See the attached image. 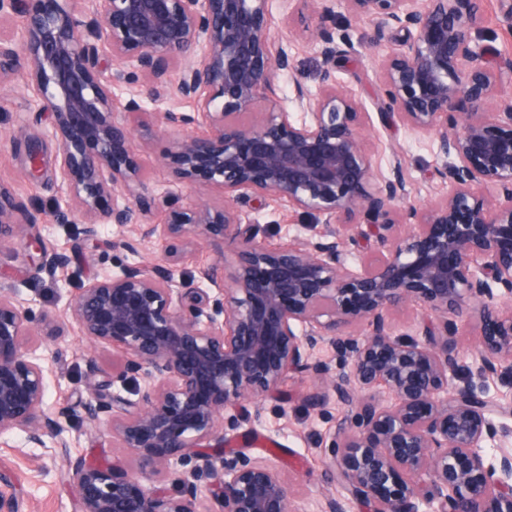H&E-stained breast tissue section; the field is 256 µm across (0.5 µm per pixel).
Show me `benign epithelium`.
Wrapping results in <instances>:
<instances>
[{
	"instance_id": "obj_1",
	"label": "benign epithelium",
	"mask_w": 512,
	"mask_h": 512,
	"mask_svg": "<svg viewBox=\"0 0 512 512\" xmlns=\"http://www.w3.org/2000/svg\"><path fill=\"white\" fill-rule=\"evenodd\" d=\"M271 2L81 0L72 12L59 0H0V17H24V54L0 38V80L30 70L37 111L54 117L67 187L55 211L60 227L72 230L76 211L86 233L152 213L154 196L124 191L138 178L133 136L152 114L165 126L205 128L179 140L167 160L174 182L204 184L221 198L173 208L165 223L118 236L112 247L136 255L158 235L164 255L92 279L69 255L30 238L41 271L62 272L68 286L61 319L124 351L112 376L91 386L84 414L111 420L140 471L69 460L78 512H202L203 487L216 512H291L293 485L275 467L229 461L209 445L224 438L218 419L234 430L259 418L256 401L290 371L320 381L311 405L333 396L348 408L325 464L368 512H512V452L491 460L482 448L492 416H511L512 405L474 390L456 352L457 321L448 319L472 306L480 368L512 386V310L501 305L512 297V57L490 60L475 0H346L344 19L335 0H288V16L314 17L310 36L323 63L317 93L295 79L301 116L292 119L271 105L275 76L294 72L288 51H272ZM352 21L387 28L399 43L381 60V123L397 118L452 158L438 171L448 194L425 210L413 203L399 157L390 176L374 173L366 113L336 82L349 52L342 31ZM105 58L141 78L121 120L112 81L101 75ZM184 102L193 111H180ZM263 102L267 111H256ZM24 160L32 176L42 172L37 143L27 144ZM488 185L498 196L481 193ZM251 198L286 200L314 218L305 226L310 237L269 247L259 225L242 223L240 206ZM35 223L29 204L0 183V246ZM401 224L413 230L393 236ZM200 235L235 247L179 283ZM360 237L377 247L353 269L349 246ZM410 301L434 319L397 334L389 315ZM34 322L17 290L0 293V432L18 429L41 448L47 438L65 448L67 426L43 409L49 368ZM320 343L337 365L311 361ZM131 385L136 401L109 393ZM174 459L193 466L173 472Z\"/></svg>"
}]
</instances>
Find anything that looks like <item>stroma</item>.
<instances>
[{
    "mask_svg": "<svg viewBox=\"0 0 512 512\" xmlns=\"http://www.w3.org/2000/svg\"><path fill=\"white\" fill-rule=\"evenodd\" d=\"M481 25L491 45L502 56H512V31L504 22L501 0H476ZM281 0L272 5L271 38L275 46L286 48L298 74L309 91L319 88L321 55L319 47L305 30L304 23L286 26ZM352 49L336 72L340 86L362 100L368 114L363 133L371 146L375 169L388 171L393 155H400L408 187L417 190L416 204L434 201L448 191L437 177L447 163L428 135L402 124L382 125L377 114L381 82L376 60L395 51L390 33L376 24L362 21L346 32ZM29 77L17 71L0 84V183L41 214L40 224L26 228L14 243L0 249V290L16 289L22 297L34 300L38 320L35 332L43 338L46 356L54 360V374L48 381L45 409L55 413L69 410L79 427L70 431L71 446L36 448L20 430L0 433V494L13 497L18 512H76L75 486L68 470L69 458L118 462L127 469L137 467L135 456L113 438L106 420L86 421L82 406L90 396L94 376L111 372L121 356L120 348L100 344L82 336L76 325L63 334L48 333L47 319L62 314L66 292L61 283L39 271L30 257V237L41 235L47 251L76 256L87 277L119 271L131 262V255L112 248L119 230L99 224L94 234L67 235L54 221L53 210L65 192L58 164V142L49 137L52 116L29 108ZM182 130L155 124L139 129L134 136L133 157L156 206L148 221L163 223L167 204L186 205L215 200L216 195L201 184L173 183L165 158L181 139ZM38 140L45 159L40 177H30L22 163L24 145ZM244 223L264 228L267 243L274 247L298 245L306 241L309 218L294 212L283 201L266 205L253 202L242 209ZM316 382L307 374L291 372L279 386L262 398L260 419L230 432L237 459L266 461L277 466L295 489L293 512H322L329 498L343 500L346 512H365L362 504L349 500L325 466L327 447L347 414L344 406L329 400L324 409L312 408L307 396Z\"/></svg>",
    "mask_w": 512,
    "mask_h": 512,
    "instance_id": "obj_1",
    "label": "stroma"
}]
</instances>
